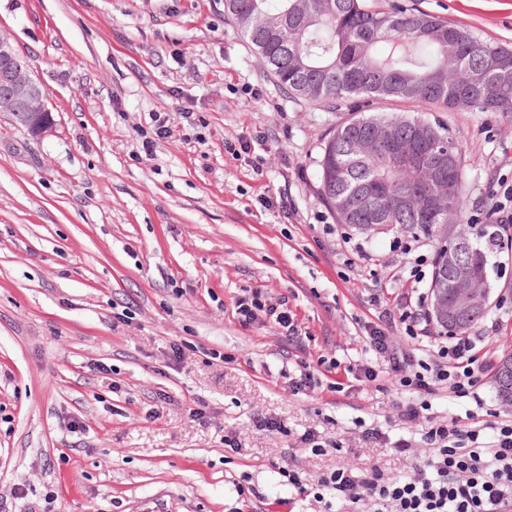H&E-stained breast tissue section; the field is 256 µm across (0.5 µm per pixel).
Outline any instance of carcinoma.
Returning <instances> with one entry per match:
<instances>
[{
	"label": "carcinoma",
	"mask_w": 512,
	"mask_h": 512,
	"mask_svg": "<svg viewBox=\"0 0 512 512\" xmlns=\"http://www.w3.org/2000/svg\"><path fill=\"white\" fill-rule=\"evenodd\" d=\"M249 48L279 87L313 107L336 110L357 98L398 99L419 113L479 108L512 112V49L480 39L434 16L400 4L376 10L366 0H224ZM499 59L504 72L484 80V64ZM385 129L411 143L423 130L432 146L453 141L440 122L419 114L353 112L329 135L318 160L319 196L340 224L383 233L391 226L441 242L434 257L433 297L455 296L448 236L457 231L453 255L481 280L477 304L457 322L437 321L445 332H465L485 314L490 298L488 265L508 232L496 224L473 230L468 222L462 150L436 185L429 174L389 163L375 142ZM500 398L512 403V354L495 376Z\"/></svg>",
	"instance_id": "obj_1"
}]
</instances>
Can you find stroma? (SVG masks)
<instances>
[{"label":"stroma","mask_w":512,"mask_h":512,"mask_svg":"<svg viewBox=\"0 0 512 512\" xmlns=\"http://www.w3.org/2000/svg\"><path fill=\"white\" fill-rule=\"evenodd\" d=\"M512 46V0H401ZM0 30L48 93L53 128L0 116V497L6 512H361L288 486L325 471L409 461L372 448L362 425L397 428L412 395L365 352L360 324L384 287L409 288L416 255L395 232L337 223L318 159L346 111L290 97L248 47L224 0H0ZM192 113L185 121L184 113ZM171 134L144 154L156 116ZM462 147L471 223L512 184V113H441ZM486 344L512 353V250L492 257ZM287 298L303 331L239 324L251 290ZM125 313L118 321L117 313ZM186 346L174 358L173 345ZM226 354L208 362L205 353ZM341 367L295 393L296 362ZM106 364L108 373L97 371ZM375 381L355 380L360 366ZM345 385L330 391V383ZM507 416L493 377L440 421ZM280 421L285 432L255 420ZM319 432L322 454L299 435ZM236 433L239 448L224 444ZM250 491L239 494V486Z\"/></svg>","instance_id":"35a3bbf8"}]
</instances>
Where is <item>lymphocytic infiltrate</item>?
I'll return each mask as SVG.
<instances>
[{"mask_svg": "<svg viewBox=\"0 0 512 512\" xmlns=\"http://www.w3.org/2000/svg\"><path fill=\"white\" fill-rule=\"evenodd\" d=\"M372 304L377 315L362 326L366 345L394 372L399 385L416 395L414 402L400 406L401 424L418 425L432 407L430 395L438 390L461 400L473 395L492 373L494 363L475 336H449L422 358L391 345L390 330L398 323L404 324L410 338L423 336V293H400L390 302L376 297ZM236 313L246 326L261 317L272 321L291 341L301 334L284 298L272 302L255 290L238 299ZM465 417L466 424L460 426L437 422L423 428L421 435L395 440L379 428L365 430L366 441L414 459L410 472L400 477L377 468L365 474L347 468L324 472L312 485L314 499L329 496L341 503H359L369 512H512V419L490 422L471 411Z\"/></svg>", "mask_w": 512, "mask_h": 512, "instance_id": "1", "label": "lymphocytic infiltrate"}]
</instances>
